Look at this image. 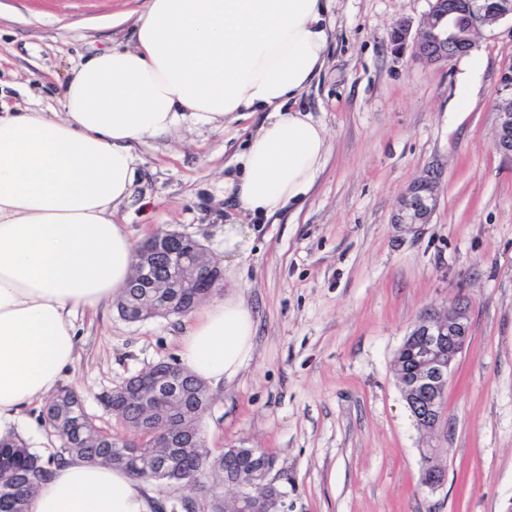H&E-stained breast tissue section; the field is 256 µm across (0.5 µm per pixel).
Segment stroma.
I'll return each instance as SVG.
<instances>
[{"label": "stroma", "mask_w": 512, "mask_h": 512, "mask_svg": "<svg viewBox=\"0 0 512 512\" xmlns=\"http://www.w3.org/2000/svg\"><path fill=\"white\" fill-rule=\"evenodd\" d=\"M146 0H0V82L11 107L60 109L67 74L99 50L134 44ZM430 0H337L327 62L301 104L326 129L324 170L302 200L247 226L249 254L214 244L236 212L224 177L260 114L224 127L192 119L136 145V180L114 215L142 243L161 228L221 264L223 293L258 317L251 359L211 387L208 448H261L282 512H512V164L493 149L499 75L512 20L468 54L423 66L390 30ZM479 59L469 71L470 59ZM436 171L428 223L397 224L407 186ZM471 302V340L448 384L438 430L419 428L395 355L418 318L454 295ZM79 356L60 382L114 432L103 393L178 359L185 320L131 323L108 304L77 317ZM444 468L419 483L421 451Z\"/></svg>", "instance_id": "stroma-1"}]
</instances>
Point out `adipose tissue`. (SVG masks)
<instances>
[{
	"instance_id": "adipose-tissue-1",
	"label": "adipose tissue",
	"mask_w": 512,
	"mask_h": 512,
	"mask_svg": "<svg viewBox=\"0 0 512 512\" xmlns=\"http://www.w3.org/2000/svg\"><path fill=\"white\" fill-rule=\"evenodd\" d=\"M332 0H148L134 45L72 70L60 112L0 113V439L52 396L76 359V317L119 298L135 247L113 213L135 181L134 146L192 117L264 119L224 181L241 215L269 217L311 189L328 154L303 91L325 64ZM253 309L239 295L192 312L185 369L218 383L252 356ZM144 481L78 456L54 468L28 512H152Z\"/></svg>"
}]
</instances>
